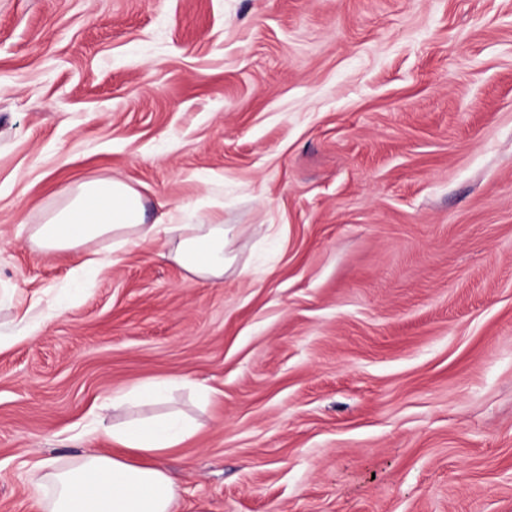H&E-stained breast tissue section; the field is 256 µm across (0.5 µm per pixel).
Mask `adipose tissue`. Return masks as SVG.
<instances>
[{"mask_svg":"<svg viewBox=\"0 0 512 512\" xmlns=\"http://www.w3.org/2000/svg\"><path fill=\"white\" fill-rule=\"evenodd\" d=\"M61 205L29 235L43 254L77 249L111 240L119 251L166 235L174 247L170 258L196 278L221 280L236 262L235 228L211 215L196 224L184 221L167 204L155 220L147 218V199L128 182L112 177L85 179L64 186ZM195 423L176 414L132 419L115 427L97 425L80 435L85 448L69 459H37L30 464L31 486L42 512H174L176 488L158 465L135 464L128 453L146 456L173 448L196 434ZM115 448H95L99 435Z\"/></svg>","mask_w":512,"mask_h":512,"instance_id":"ef3b65f1","label":"adipose tissue"}]
</instances>
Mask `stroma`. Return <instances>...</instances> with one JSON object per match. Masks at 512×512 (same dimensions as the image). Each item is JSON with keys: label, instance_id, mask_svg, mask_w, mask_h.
Segmentation results:
<instances>
[{"label": "stroma", "instance_id": "stroma-1", "mask_svg": "<svg viewBox=\"0 0 512 512\" xmlns=\"http://www.w3.org/2000/svg\"><path fill=\"white\" fill-rule=\"evenodd\" d=\"M101 176L234 267L73 287L29 234ZM152 379L175 512H512V0H0V512ZM166 386L167 381H148L138 386L134 393H117L107 396L101 404L95 407L97 409L96 415L100 417L103 412L111 408L113 410L122 407L130 400L133 394L142 399H151L159 396L165 390Z\"/></svg>", "mask_w": 512, "mask_h": 512}]
</instances>
